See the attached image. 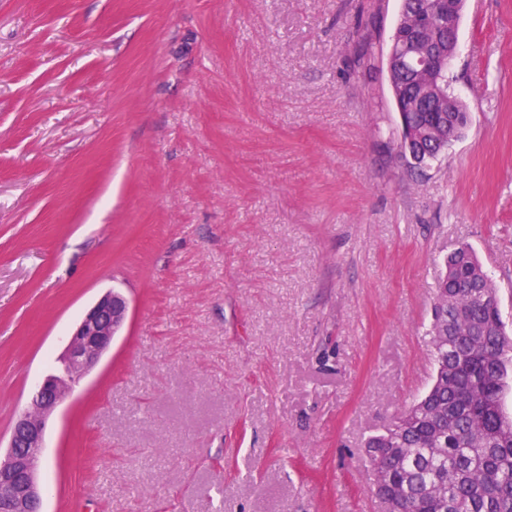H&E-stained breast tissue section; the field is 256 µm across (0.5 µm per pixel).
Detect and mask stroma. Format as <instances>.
<instances>
[{"mask_svg":"<svg viewBox=\"0 0 512 512\" xmlns=\"http://www.w3.org/2000/svg\"><path fill=\"white\" fill-rule=\"evenodd\" d=\"M400 0H0V437L83 313L43 512H379L366 438L430 386L444 257L512 334V0H467L464 135L398 146Z\"/></svg>","mask_w":512,"mask_h":512,"instance_id":"obj_1","label":"stroma"}]
</instances>
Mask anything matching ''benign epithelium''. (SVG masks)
Masks as SVG:
<instances>
[{
  "label": "benign epithelium",
  "mask_w": 512,
  "mask_h": 512,
  "mask_svg": "<svg viewBox=\"0 0 512 512\" xmlns=\"http://www.w3.org/2000/svg\"><path fill=\"white\" fill-rule=\"evenodd\" d=\"M464 0H444L447 35L425 14L401 9L404 37L392 43L401 66L408 68L413 96L401 84L394 97L401 112H450L448 68L458 48V26ZM128 313V302L109 291L76 326L64 351L60 369L46 376L29 404L21 409L10 434L8 449L0 454V512H41L37 474L43 465L44 430L50 413L64 401L112 344Z\"/></svg>",
  "instance_id": "benign-epithelium-1"
}]
</instances>
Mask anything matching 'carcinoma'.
I'll use <instances>...</instances> for the list:
<instances>
[{
  "label": "carcinoma",
  "instance_id": "obj_1",
  "mask_svg": "<svg viewBox=\"0 0 512 512\" xmlns=\"http://www.w3.org/2000/svg\"><path fill=\"white\" fill-rule=\"evenodd\" d=\"M433 23L440 0H411ZM429 112H406L410 147L437 158L446 143L426 129ZM435 376L428 392L366 443L383 512H512V437L501 434L512 338L497 289L465 245L445 260L431 329Z\"/></svg>",
  "mask_w": 512,
  "mask_h": 512
}]
</instances>
